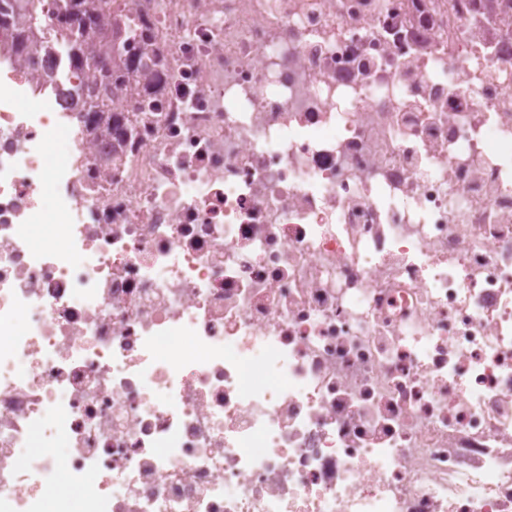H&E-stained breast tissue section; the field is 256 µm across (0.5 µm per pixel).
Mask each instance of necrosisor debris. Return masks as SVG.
<instances>
[{
	"label": "necrosis or debris",
	"mask_w": 512,
	"mask_h": 512,
	"mask_svg": "<svg viewBox=\"0 0 512 512\" xmlns=\"http://www.w3.org/2000/svg\"><path fill=\"white\" fill-rule=\"evenodd\" d=\"M117 3L0 21V512H512V0ZM106 0H55L57 14L61 16L60 35L68 51L70 65L77 72L98 74L94 87L88 88L91 112H105L112 102V65L127 73L138 70L143 59L131 53L132 42L142 39V32L135 22L128 25L127 41H112L107 29L112 27V9L106 8Z\"/></svg>",
	"instance_id": "obj_1"
}]
</instances>
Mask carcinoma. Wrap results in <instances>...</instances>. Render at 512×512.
<instances>
[{"instance_id": "cac0c4a2", "label": "carcinoma", "mask_w": 512, "mask_h": 512, "mask_svg": "<svg viewBox=\"0 0 512 512\" xmlns=\"http://www.w3.org/2000/svg\"><path fill=\"white\" fill-rule=\"evenodd\" d=\"M104 0H55L61 16L60 35L68 51L70 65L77 72H93L98 81L87 89L91 112H103L112 101V66L134 72L143 65L142 57L131 52L130 44L142 38L136 24L128 25L123 42L112 40V9Z\"/></svg>"}]
</instances>
